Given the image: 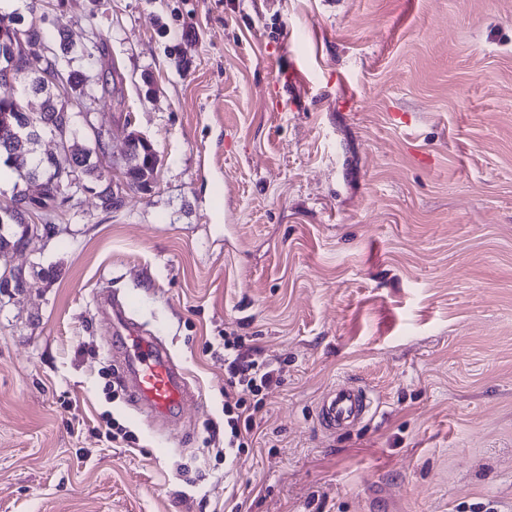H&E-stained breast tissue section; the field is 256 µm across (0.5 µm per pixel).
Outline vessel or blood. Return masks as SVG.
Instances as JSON below:
<instances>
[{"label":"vessel or blood","instance_id":"1","mask_svg":"<svg viewBox=\"0 0 512 512\" xmlns=\"http://www.w3.org/2000/svg\"><path fill=\"white\" fill-rule=\"evenodd\" d=\"M112 317L127 383L137 402L159 420L178 423L194 396L186 374L155 337L143 335L128 321L123 309L113 308ZM374 408L366 388L343 381L322 398L318 420L331 432L349 429L372 416Z\"/></svg>","mask_w":512,"mask_h":512}]
</instances>
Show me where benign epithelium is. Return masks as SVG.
Returning a JSON list of instances; mask_svg holds the SVG:
<instances>
[{"mask_svg":"<svg viewBox=\"0 0 512 512\" xmlns=\"http://www.w3.org/2000/svg\"><path fill=\"white\" fill-rule=\"evenodd\" d=\"M0 42L6 49L0 52V80L14 82L21 74L36 75L46 85H52L62 89L67 83V77L60 74L51 75L47 70V63L53 54V48L45 42L32 41L26 33L14 29L6 24L0 28ZM65 106L63 119L50 126L51 136L54 140L55 150L51 152L53 159L64 161L72 158L78 140L88 136L93 141L95 148L105 145L103 126L95 123L92 112L93 101L88 98L74 99L66 96L63 98ZM12 139L21 141L41 139V127L35 125L32 120H16L8 125ZM143 146L149 153L146 167L140 172L138 183L142 191L151 190L155 181V174L159 165L157 151L147 138L137 132L130 134L126 142V149L122 158L123 169L130 165L129 153L133 144ZM55 181L59 185L57 201H71L81 192L88 191V187L79 176L78 168L74 165H61L56 173ZM32 287V283L20 271H15L7 279L0 281V292L11 288L17 295H23Z\"/></svg>","mask_w":512,"mask_h":512,"instance_id":"obj_1","label":"benign epithelium"}]
</instances>
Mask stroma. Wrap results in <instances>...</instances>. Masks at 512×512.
I'll list each match as a JSON object with an SVG mask.
<instances>
[{"label":"stroma","instance_id":"35a3bbf8","mask_svg":"<svg viewBox=\"0 0 512 512\" xmlns=\"http://www.w3.org/2000/svg\"><path fill=\"white\" fill-rule=\"evenodd\" d=\"M116 67L95 193L0 251V512H512V0H64ZM188 375L181 423L117 378L100 292ZM282 370L224 480V332ZM376 414L324 430L339 381ZM130 438L105 437L107 422ZM136 143L138 145H142L149 153L148 161L146 167L140 172V177L138 183L140 184L142 191L147 192L150 191L153 187L155 181V174L159 165V157L157 151L153 147L147 138L139 134L138 132H132L127 139L126 149L122 158L123 162V172L122 179L119 182L112 181V178H109L107 181L109 183L110 189L112 190V196L103 197V191H98L100 206L103 210L112 211L120 208L123 200L121 199L117 204H112V199L114 198H122L123 190L127 188V175L126 171L129 168V153L131 152V148L133 144ZM126 170V171H125Z\"/></svg>","mask_w":512,"mask_h":512}]
</instances>
